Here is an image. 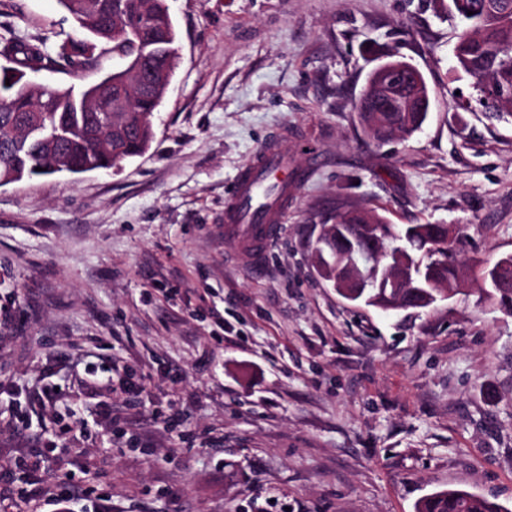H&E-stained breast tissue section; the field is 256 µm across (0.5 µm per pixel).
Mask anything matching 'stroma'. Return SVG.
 I'll use <instances>...</instances> for the list:
<instances>
[{
    "instance_id": "35a3bbf8",
    "label": "stroma",
    "mask_w": 512,
    "mask_h": 512,
    "mask_svg": "<svg viewBox=\"0 0 512 512\" xmlns=\"http://www.w3.org/2000/svg\"><path fill=\"white\" fill-rule=\"evenodd\" d=\"M179 65L146 152L0 185V472L36 453L41 484L112 512H415L465 489L512 512V315L475 287L424 310L339 296L317 272L337 205L455 224L468 257L512 255V116L466 112L448 0H167ZM0 23L74 33L58 0ZM430 109L377 146L355 99L388 56ZM44 70L81 90L120 66ZM314 146L255 278L224 241L227 193L278 128ZM110 360L96 391L88 366ZM56 402L40 399L44 389ZM112 408V431L100 412Z\"/></svg>"
}]
</instances>
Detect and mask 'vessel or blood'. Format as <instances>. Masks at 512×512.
Listing matches in <instances>:
<instances>
[{"label":"vessel or blood","instance_id":"1","mask_svg":"<svg viewBox=\"0 0 512 512\" xmlns=\"http://www.w3.org/2000/svg\"><path fill=\"white\" fill-rule=\"evenodd\" d=\"M288 139L283 128L262 143L224 206L223 236L235 243L238 261L256 274L281 238L288 206L306 179L305 170L293 164Z\"/></svg>","mask_w":512,"mask_h":512}]
</instances>
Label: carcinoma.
I'll list each match as a JSON object with an SVG mask.
<instances>
[{"instance_id": "cac0c4a2", "label": "carcinoma", "mask_w": 512, "mask_h": 512, "mask_svg": "<svg viewBox=\"0 0 512 512\" xmlns=\"http://www.w3.org/2000/svg\"><path fill=\"white\" fill-rule=\"evenodd\" d=\"M85 37L46 36L31 42L17 25L0 33V57L14 64L10 85L0 86V182L11 183L37 174L67 172L72 175L107 170L145 151L153 137L154 112L165 93L155 94L137 85L132 71L142 64L143 75L163 62L155 53L168 55L160 82L171 81L178 65L177 34L166 0H59ZM452 19L465 22L455 46L457 68L480 91L500 95L496 110L512 112V0H459ZM128 60L131 73L123 86L112 84V74L79 93L72 89L36 92L26 71L69 67L83 71L96 65L101 50ZM410 85L401 80L393 96L357 98L354 110L369 140L384 144L396 136H410L424 123L427 113L403 112L398 98ZM339 233L326 234L319 243L327 248L321 263L329 273L355 248L372 251L377 241H406L410 255L426 263L423 288H395L389 281L378 286L352 288L346 300L383 310H417L427 300L442 298L444 287L456 283L463 265V230L450 239L439 224H390L372 209L336 213ZM504 259L478 261L471 267L482 282L479 300L512 314V272L501 269ZM416 512H502L499 504L461 489L435 492L419 501Z\"/></svg>"}]
</instances>
